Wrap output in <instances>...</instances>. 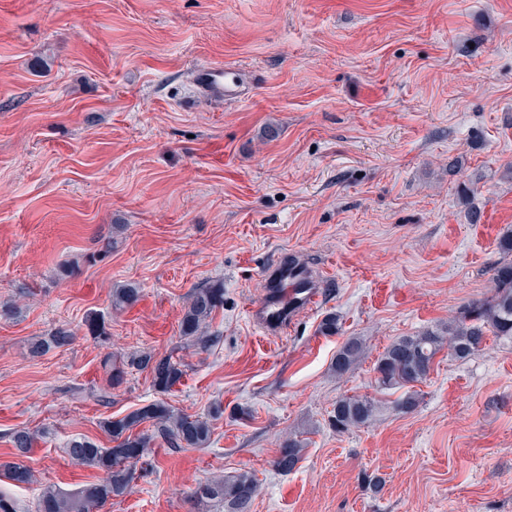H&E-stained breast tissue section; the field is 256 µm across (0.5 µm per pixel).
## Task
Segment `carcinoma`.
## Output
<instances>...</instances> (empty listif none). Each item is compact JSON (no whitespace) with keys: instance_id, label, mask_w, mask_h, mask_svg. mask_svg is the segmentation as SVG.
<instances>
[{"instance_id":"1","label":"carcinoma","mask_w":512,"mask_h":512,"mask_svg":"<svg viewBox=\"0 0 512 512\" xmlns=\"http://www.w3.org/2000/svg\"><path fill=\"white\" fill-rule=\"evenodd\" d=\"M500 249L504 258L493 268L490 295L472 302L460 316L448 321L447 335L427 331L417 336H403L393 342L378 360L374 368L378 388H408L397 401L400 411L408 413L417 408L420 397L413 386L426 379L443 348H448L454 358L464 361L482 350L489 332L499 341L512 344V234L500 241ZM139 296L140 291L136 287L118 288L112 292V308L121 310L131 306ZM223 306V284L213 283L195 289L180 322V336L200 349L210 348L218 340V334L211 330L214 314ZM72 341L73 332L66 327H58L33 340L29 354L41 356L51 349L66 347ZM363 352V343L358 338L346 339L334 359L336 374L342 376L350 371ZM127 367L148 371L154 386L161 392L169 391L184 375V364L171 354L156 357L136 352L122 360L120 365L110 366L108 382H121ZM377 410V403L367 396L343 397L336 401L334 408L336 429L347 430L364 425L372 420ZM146 422L154 427L151 435L138 431V427ZM100 427L111 438L112 447L103 448L84 436L72 439L66 453L74 463L98 470L102 476L75 493L44 489L37 501L36 512H93L110 499L123 497L131 491L134 449L148 448L155 437L170 448H204L212 435L207 420L176 413L160 402L118 420H105ZM46 434L45 429H13L9 433V442L18 461L0 464V475L16 485L32 482V471L23 463V458ZM301 451L299 441L288 439L273 460V466L283 473L293 471L301 460ZM257 490L254 476L244 472L201 488L198 497L222 504L224 512H251Z\"/></svg>"}]
</instances>
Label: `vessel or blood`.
Masks as SVG:
<instances>
[{
    "mask_svg": "<svg viewBox=\"0 0 512 512\" xmlns=\"http://www.w3.org/2000/svg\"><path fill=\"white\" fill-rule=\"evenodd\" d=\"M194 82L201 95L224 99L239 94L236 72L213 65H200L194 71ZM294 266L273 262L265 270L264 292L259 302L251 305L248 315L266 334L274 335L286 329L299 312L311 309L320 299L322 278L306 280L304 288L293 287Z\"/></svg>",
    "mask_w": 512,
    "mask_h": 512,
    "instance_id": "b4317fda",
    "label": "vessel or blood"
}]
</instances>
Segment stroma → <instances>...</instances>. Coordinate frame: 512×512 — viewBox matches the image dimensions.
I'll list each match as a JSON object with an SVG mask.
<instances>
[{"mask_svg":"<svg viewBox=\"0 0 512 512\" xmlns=\"http://www.w3.org/2000/svg\"><path fill=\"white\" fill-rule=\"evenodd\" d=\"M199 64L248 95L200 97ZM510 231L512 0H0V463L12 429L49 430L33 482L0 487L19 512L82 489L98 473L67 443L111 447L100 421L162 402L208 419L209 446L153 440L101 512H202L199 487L244 471L252 512H512V346L439 352L410 413L374 384L393 341L487 296ZM288 255L328 271L324 298L266 336L247 309ZM215 281L201 350L179 325ZM130 284L139 302L112 310ZM61 325L72 344L29 357ZM349 337L364 353L339 376ZM133 352L180 357L181 382L109 386L104 359ZM364 394L378 415L337 430V400ZM301 443L298 440L288 438V441L280 448L278 455L273 460V466L280 472H292L301 460Z\"/></svg>","mask_w":512,"mask_h":512,"instance_id":"stroma-1","label":"stroma"}]
</instances>
